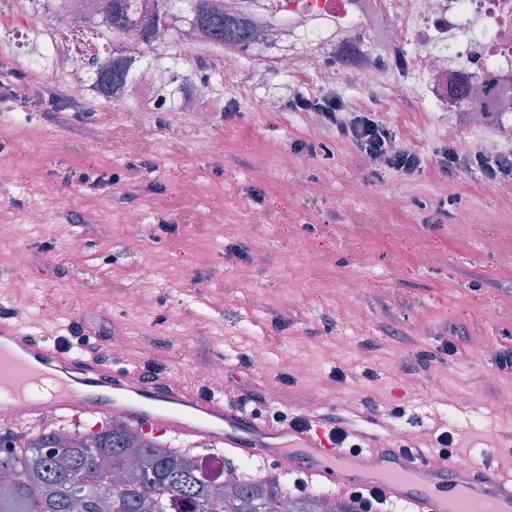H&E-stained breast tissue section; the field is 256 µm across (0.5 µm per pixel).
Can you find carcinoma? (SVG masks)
Returning a JSON list of instances; mask_svg holds the SVG:
<instances>
[{
  "label": "carcinoma",
  "instance_id": "carcinoma-1",
  "mask_svg": "<svg viewBox=\"0 0 512 512\" xmlns=\"http://www.w3.org/2000/svg\"><path fill=\"white\" fill-rule=\"evenodd\" d=\"M100 30L106 37L122 31L150 44L165 34L173 47L195 32L215 45L234 43L253 50V27L224 11L223 0H160L153 23L140 21L135 0H103ZM101 47L89 42L77 47L76 69L96 70L91 99L111 102L112 92L129 77L126 59L110 57L98 64ZM161 84L158 111L178 86L193 80L171 66ZM236 472L231 489L202 472L197 452L174 448L115 417L112 423L67 435L41 433L25 440L0 432V512H353L349 503L318 493L302 497L288 489L285 476L257 479L224 459Z\"/></svg>",
  "mask_w": 512,
  "mask_h": 512
}]
</instances>
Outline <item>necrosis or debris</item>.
<instances>
[{"instance_id":"necrosis-or-debris-1","label":"necrosis or debris","mask_w":512,"mask_h":512,"mask_svg":"<svg viewBox=\"0 0 512 512\" xmlns=\"http://www.w3.org/2000/svg\"><path fill=\"white\" fill-rule=\"evenodd\" d=\"M233 14L261 30V54L252 60L255 78L268 64L290 71L314 70L319 86L352 76L362 88L389 85L393 97L412 96L424 105L459 115L449 92L452 83H490L496 94L477 127L488 135L480 149L488 155L512 150V0H224ZM110 50L132 60L131 78L112 95L131 104L126 129L137 145L140 115L156 109L159 72L143 61L144 47L116 32ZM75 43L50 34L43 55L78 97L90 89L88 73L69 68ZM182 56L207 53L208 70L235 78L245 54L238 46L214 47L202 35L185 41Z\"/></svg>"}]
</instances>
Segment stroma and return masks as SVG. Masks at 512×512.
Returning a JSON list of instances; mask_svg holds the SVG:
<instances>
[{
	"mask_svg": "<svg viewBox=\"0 0 512 512\" xmlns=\"http://www.w3.org/2000/svg\"><path fill=\"white\" fill-rule=\"evenodd\" d=\"M36 49L33 34L20 39L0 28V63L54 86V75L29 64ZM314 82L270 70L263 82L244 76L231 90L213 77L216 99L236 106L232 118L212 112L201 122L188 114L174 124L167 113L147 112L136 150L126 140L125 112L110 104L54 120L33 102L0 112V166L14 174L0 183V220L19 228L0 240V306L42 336L57 335L55 321L40 319L57 309L101 332L104 345L124 335L126 364L157 363L199 389L197 361L221 350L231 355L224 364L230 394L291 412L306 393H322L325 410L351 415L357 431L408 444L417 433L447 430L453 456L479 467L495 449L500 475L512 476V413L499 409L512 396V373L495 366L499 350L512 347V180L488 181L475 167L435 173L449 137L476 144L482 132L461 130L448 113L414 99L391 100L384 87L367 90L347 78L337 90L352 110L390 126L398 146L419 148L423 172L372 167L311 113L262 111L263 100ZM299 142L315 153L297 151ZM77 165L124 180L83 187L68 179ZM258 168L266 172L259 183L251 177ZM188 183L194 192H185ZM256 186L265 192L260 205L249 199ZM127 192L141 197L142 224L125 221L119 197ZM106 197L112 206L99 211ZM35 209L41 217L32 224ZM474 209L485 212V223H468ZM219 216L217 240L209 225ZM169 224L174 232H166ZM136 233L146 248L132 254L125 241ZM235 244L262 249L264 264L237 257ZM19 248L38 252L40 264L13 268ZM310 251L320 253L319 264H307ZM147 265L168 271L166 286L143 280ZM142 292L150 307L138 304ZM181 307L197 316L192 333L171 319ZM477 337L489 342L479 357L471 350ZM448 340L456 352L440 356ZM257 344L266 350L261 364L249 360ZM417 352L430 355L429 371L410 373ZM295 357L304 374L292 373ZM452 392L466 405L449 406ZM399 407L404 417L394 416Z\"/></svg>",
	"mask_w": 512,
	"mask_h": 512,
	"instance_id": "stroma-1",
	"label": "stroma"
}]
</instances>
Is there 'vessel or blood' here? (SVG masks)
Returning a JSON list of instances; mask_svg holds the SVG:
<instances>
[{
	"label": "vessel or blood",
	"mask_w": 512,
	"mask_h": 512,
	"mask_svg": "<svg viewBox=\"0 0 512 512\" xmlns=\"http://www.w3.org/2000/svg\"><path fill=\"white\" fill-rule=\"evenodd\" d=\"M31 430L46 419L101 427L122 415L153 436L239 449L274 462L289 456L304 480L341 490L378 491L404 512H512V479L493 459L476 471L457 469L420 451L386 444L371 450L337 447L309 413L306 426L254 416L220 395H205L176 379L147 381L127 367L57 346L0 317V415Z\"/></svg>",
	"instance_id": "1"
}]
</instances>
